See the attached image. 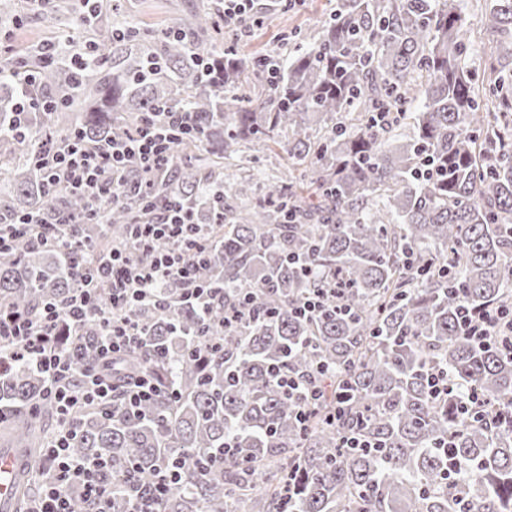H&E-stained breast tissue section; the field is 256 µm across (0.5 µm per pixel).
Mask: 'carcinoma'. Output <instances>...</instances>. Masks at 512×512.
<instances>
[{"label": "carcinoma", "instance_id": "cac0c4a2", "mask_svg": "<svg viewBox=\"0 0 512 512\" xmlns=\"http://www.w3.org/2000/svg\"><path fill=\"white\" fill-rule=\"evenodd\" d=\"M263 21L226 19L218 3L161 30L97 20L90 47L107 52L78 74L32 54L0 68V226L38 215L71 225L77 254L101 255L131 244L151 203L208 225L196 269L208 304L171 282L121 312L143 343L116 373L152 370L159 395L82 411L71 454L145 492L178 465L155 512H512V354L466 341L458 316L512 307V0L487 5L481 72L460 0H338L318 36L283 37L295 50L244 53L243 31ZM25 66L44 103L35 124ZM168 109L191 131L168 126ZM409 116L416 132L398 145ZM146 119L170 134L171 174L130 165L133 190L100 200L101 224L32 164L66 143L60 128L103 143ZM252 140L284 142L293 176L240 208L224 167L199 161ZM76 286L53 247L21 236L0 252L3 309L36 314ZM332 287L322 311L297 312ZM245 299L252 316L224 326ZM437 370L448 394L434 399ZM282 375L315 390L304 422ZM44 387L23 361L0 370L4 445L39 450L36 413L55 412Z\"/></svg>", "mask_w": 512, "mask_h": 512}]
</instances>
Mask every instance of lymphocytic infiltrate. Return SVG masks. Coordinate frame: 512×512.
<instances>
[{
    "label": "lymphocytic infiltrate",
    "mask_w": 512,
    "mask_h": 512,
    "mask_svg": "<svg viewBox=\"0 0 512 512\" xmlns=\"http://www.w3.org/2000/svg\"><path fill=\"white\" fill-rule=\"evenodd\" d=\"M165 136L159 128L142 124L126 141L102 145H69L67 150H49L37 155L35 166L54 185L87 195L92 203L88 221L99 217L97 202L106 192H124L123 168L132 161L144 169L156 168L163 155ZM202 225L193 223L189 211L175 205L158 210L152 221L135 225L134 249L115 248L104 258L77 268L79 288L61 306L49 304L37 315L0 309V351L23 358L46 380L45 395L59 411L60 426L46 446L48 466L42 475L41 494L31 512H69L70 487H81L93 504V512H112V483L96 460L74 459L69 448L77 435L75 409L78 403L108 405L121 397L130 408L152 400L159 387L149 371L116 386L112 365L136 347L141 334L118 315L119 309L156 293L166 283L179 281L193 301H202L206 289L196 280L201 259ZM112 287L108 308H101L94 294L98 280ZM101 319L102 331L93 342L92 364L82 365V355L73 347L58 344L61 328L77 329L88 315ZM463 336L482 346L501 344L512 348V310L463 309Z\"/></svg>",
    "instance_id": "1"
}]
</instances>
